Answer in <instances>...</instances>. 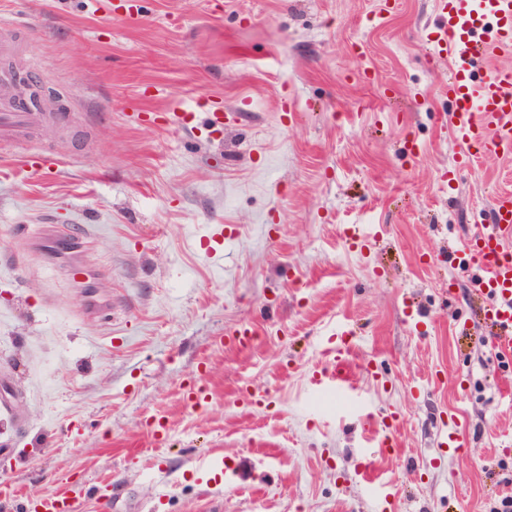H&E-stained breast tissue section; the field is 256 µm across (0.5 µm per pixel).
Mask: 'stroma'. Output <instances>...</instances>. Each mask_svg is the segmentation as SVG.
I'll list each match as a JSON object with an SVG mask.
<instances>
[{"label": "stroma", "mask_w": 512, "mask_h": 512, "mask_svg": "<svg viewBox=\"0 0 512 512\" xmlns=\"http://www.w3.org/2000/svg\"><path fill=\"white\" fill-rule=\"evenodd\" d=\"M438 24L436 0H0V67L55 117L0 143V396L26 419L0 420L20 490L0 512L62 489L82 512H496L512 495V356L483 270L460 262L512 155L460 166ZM218 104L221 131L189 122ZM214 224L233 234L209 257ZM242 322L244 349L224 340ZM340 328L350 385L315 388ZM201 363L212 400L192 410L180 383Z\"/></svg>", "instance_id": "obj_1"}]
</instances>
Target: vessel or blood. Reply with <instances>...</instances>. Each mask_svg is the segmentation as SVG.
<instances>
[{
    "label": "vessel or blood",
    "mask_w": 512,
    "mask_h": 512,
    "mask_svg": "<svg viewBox=\"0 0 512 512\" xmlns=\"http://www.w3.org/2000/svg\"><path fill=\"white\" fill-rule=\"evenodd\" d=\"M441 23L435 34L451 57L448 93L455 101L452 133L467 149L496 154L512 152V72L495 69L473 80L474 59L490 55L494 47L512 44V0H439ZM45 116L29 107L16 94L0 96V140L25 136L43 123ZM512 234V194L497 195L493 221L483 226L462 247L465 265L485 270L483 287L491 302L487 319L506 333L502 350H512V252L504 239ZM350 347L348 331L337 333L333 355L326 365L313 370L314 384L345 381ZM186 405L201 409L209 403V390L200 380L182 388ZM29 512H77L74 502L58 495L31 502Z\"/></svg>",
    "instance_id": "vessel-or-blood-1"
}]
</instances>
